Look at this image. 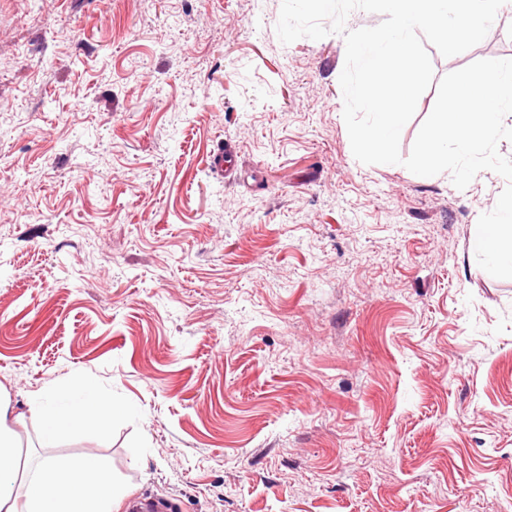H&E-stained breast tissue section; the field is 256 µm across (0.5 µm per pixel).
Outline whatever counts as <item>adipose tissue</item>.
Returning <instances> with one entry per match:
<instances>
[{
  "mask_svg": "<svg viewBox=\"0 0 512 512\" xmlns=\"http://www.w3.org/2000/svg\"><path fill=\"white\" fill-rule=\"evenodd\" d=\"M26 422L34 423L52 447L64 434H92L107 427L112 406L93 381L77 376L29 398L23 412L0 386V478L19 480L16 496L0 495V512H115L123 492L103 455H49L34 468L20 467L13 427Z\"/></svg>",
  "mask_w": 512,
  "mask_h": 512,
  "instance_id": "1",
  "label": "adipose tissue"
}]
</instances>
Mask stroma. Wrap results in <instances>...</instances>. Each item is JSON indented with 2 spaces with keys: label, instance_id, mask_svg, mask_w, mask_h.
I'll return each instance as SVG.
<instances>
[{
  "label": "stroma",
  "instance_id": "1",
  "mask_svg": "<svg viewBox=\"0 0 512 512\" xmlns=\"http://www.w3.org/2000/svg\"><path fill=\"white\" fill-rule=\"evenodd\" d=\"M281 3L0 0V384L106 391L58 451L120 512H512V279L472 249L508 182L356 160L345 44ZM427 52L512 59V13Z\"/></svg>",
  "mask_w": 512,
  "mask_h": 512
}]
</instances>
